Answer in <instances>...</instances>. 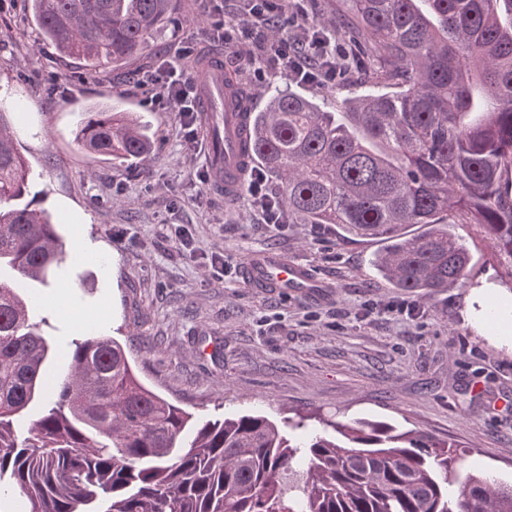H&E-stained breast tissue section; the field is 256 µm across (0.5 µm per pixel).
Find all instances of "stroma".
<instances>
[{"label": "stroma", "mask_w": 512, "mask_h": 512, "mask_svg": "<svg viewBox=\"0 0 512 512\" xmlns=\"http://www.w3.org/2000/svg\"><path fill=\"white\" fill-rule=\"evenodd\" d=\"M173 4L181 31L158 30L143 54L100 74L40 42L22 0L0 12V96L24 130V154L63 244L79 232L91 253L31 288V317L53 347L49 373L65 375L72 340L97 327L126 339L137 378L193 422L250 412L309 430L386 421L454 443L468 470L512 483V349L471 322L473 287L499 286L489 313L512 294V260L479 226L457 225L471 254L465 285L419 302L372 274L375 239L339 235L332 224H261L244 190L226 204L200 182L205 158L188 150L176 112L145 106L142 76L164 57L190 74L219 53L256 107L291 76L273 65L255 76L254 44L211 38L201 0ZM182 39L191 55L178 56ZM362 81L353 70L332 84L293 85L332 111ZM97 103L148 121L149 162L119 167L76 143L82 110ZM178 224L188 245L174 238ZM267 252L305 265L320 288L251 287L244 269Z\"/></svg>", "instance_id": "35a3bbf8"}]
</instances>
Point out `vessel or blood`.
<instances>
[{
    "label": "vessel or blood",
    "mask_w": 512,
    "mask_h": 512,
    "mask_svg": "<svg viewBox=\"0 0 512 512\" xmlns=\"http://www.w3.org/2000/svg\"><path fill=\"white\" fill-rule=\"evenodd\" d=\"M204 105L223 108V122L205 123L204 136L208 146L210 182L226 200L237 196L250 158L242 143L248 131V116L238 108L230 89L224 85V68L219 58H207L197 73ZM249 283L259 288H291L307 292L318 288V281L309 270L276 253H264L252 258L247 266Z\"/></svg>",
    "instance_id": "vessel-or-blood-1"
}]
</instances>
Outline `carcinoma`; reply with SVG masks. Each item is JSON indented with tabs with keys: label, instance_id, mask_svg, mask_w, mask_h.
<instances>
[{
	"label": "carcinoma",
	"instance_id": "1",
	"mask_svg": "<svg viewBox=\"0 0 512 512\" xmlns=\"http://www.w3.org/2000/svg\"><path fill=\"white\" fill-rule=\"evenodd\" d=\"M40 40L91 72L140 54L174 21L171 0H25ZM353 51L378 64L369 89L325 110L289 85L253 113L252 150L288 219L335 224L381 243L369 266L430 301L464 285L477 224L512 260V0H349ZM76 142L120 165L153 152L149 125L116 107L85 109ZM0 108V512H512V483L462 465L455 445L384 421L293 440L261 414L207 422L135 376L132 348L72 341L70 370L15 285L41 281L64 251L45 192ZM52 401L14 429L41 390ZM308 462L299 474L293 464Z\"/></svg>",
	"mask_w": 512,
	"mask_h": 512
}]
</instances>
